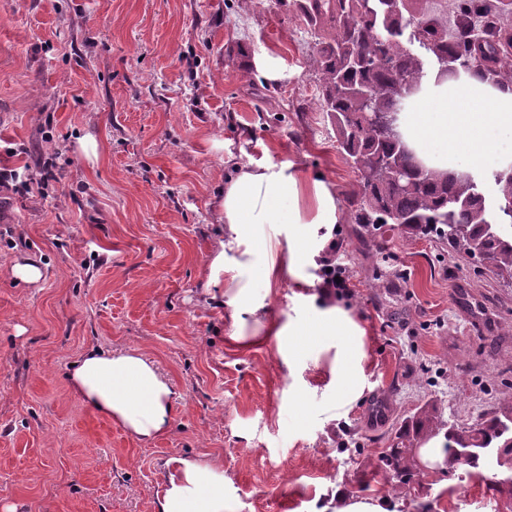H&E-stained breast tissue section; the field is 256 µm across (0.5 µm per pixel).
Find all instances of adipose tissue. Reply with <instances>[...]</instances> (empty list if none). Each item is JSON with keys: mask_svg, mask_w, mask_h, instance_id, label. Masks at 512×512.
<instances>
[{"mask_svg": "<svg viewBox=\"0 0 512 512\" xmlns=\"http://www.w3.org/2000/svg\"><path fill=\"white\" fill-rule=\"evenodd\" d=\"M403 134L416 154L434 167L453 172H487L512 162V92L490 88L479 79H423L400 114ZM224 239L210 262V283L223 287L231 341L269 336H332L336 339V402L357 399L361 384L364 329L341 307L321 298L308 323L289 328L259 315L252 280L279 281L319 256L332 240L339 219L336 190L325 176L305 175L292 166L235 164L221 204ZM267 224L288 227L285 260L268 241ZM229 283H221L224 271ZM70 390L86 406L121 424L134 437L150 441L167 434L178 410L173 385L155 364L135 351L112 352L93 346L72 362ZM156 512H227L224 469L219 461L169 458Z\"/></svg>", "mask_w": 512, "mask_h": 512, "instance_id": "1", "label": "adipose tissue"}]
</instances>
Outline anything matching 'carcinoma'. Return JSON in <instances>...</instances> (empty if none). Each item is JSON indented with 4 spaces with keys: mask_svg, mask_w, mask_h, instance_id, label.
Masks as SVG:
<instances>
[{
    "mask_svg": "<svg viewBox=\"0 0 512 512\" xmlns=\"http://www.w3.org/2000/svg\"><path fill=\"white\" fill-rule=\"evenodd\" d=\"M428 0H278L304 22L313 44L311 68L320 110L336 129L337 149L358 174L348 197L351 223L363 248L377 255L380 230L390 226L409 239H427L484 265L512 285V179L492 174L493 199L480 196L483 181L430 169L418 175V158L373 118L404 108L407 92L433 70L452 66L456 77H478L512 91V0H452V10L424 7ZM454 33L448 34V22ZM442 437L441 473L484 469L491 482L512 495V401L472 426L444 417L427 403L405 420L382 456L392 486L416 512L427 507L412 491L425 475L414 449Z\"/></svg>",
    "mask_w": 512,
    "mask_h": 512,
    "instance_id": "obj_1",
    "label": "carcinoma"
}]
</instances>
